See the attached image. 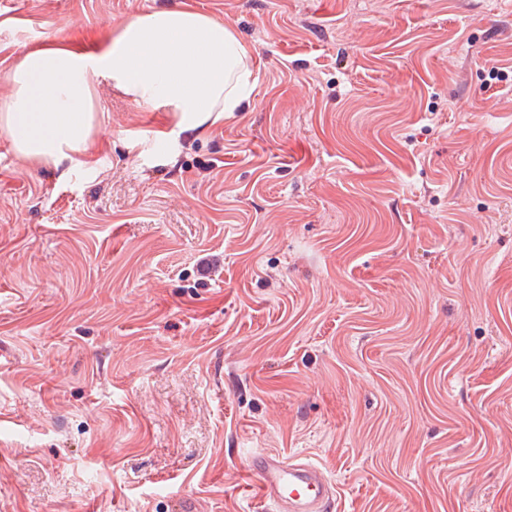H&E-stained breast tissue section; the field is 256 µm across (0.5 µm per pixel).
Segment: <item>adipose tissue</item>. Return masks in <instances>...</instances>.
<instances>
[{"mask_svg": "<svg viewBox=\"0 0 512 512\" xmlns=\"http://www.w3.org/2000/svg\"><path fill=\"white\" fill-rule=\"evenodd\" d=\"M248 47L218 16L169 7L136 16L104 44L68 40L25 49L0 101V129L17 155L79 166L104 116L93 88L106 84L170 113L178 132L202 133L239 111L253 87Z\"/></svg>", "mask_w": 512, "mask_h": 512, "instance_id": "adipose-tissue-1", "label": "adipose tissue"}]
</instances>
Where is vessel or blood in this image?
Listing matches in <instances>:
<instances>
[{
	"mask_svg": "<svg viewBox=\"0 0 512 512\" xmlns=\"http://www.w3.org/2000/svg\"><path fill=\"white\" fill-rule=\"evenodd\" d=\"M250 473L263 498L283 512H324L333 495L323 468L299 457L259 453L251 458Z\"/></svg>",
	"mask_w": 512,
	"mask_h": 512,
	"instance_id": "vessel-or-blood-1",
	"label": "vessel or blood"
}]
</instances>
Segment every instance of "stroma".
Returning <instances> with one entry per match:
<instances>
[{"instance_id":"1","label":"stroma","mask_w":512,"mask_h":512,"mask_svg":"<svg viewBox=\"0 0 512 512\" xmlns=\"http://www.w3.org/2000/svg\"><path fill=\"white\" fill-rule=\"evenodd\" d=\"M181 2L252 50L206 132L95 87L69 173L0 129V512H512V0H0L23 48ZM250 473L263 498L290 512H323L332 499L333 482L319 465L271 454L251 457Z\"/></svg>"}]
</instances>
